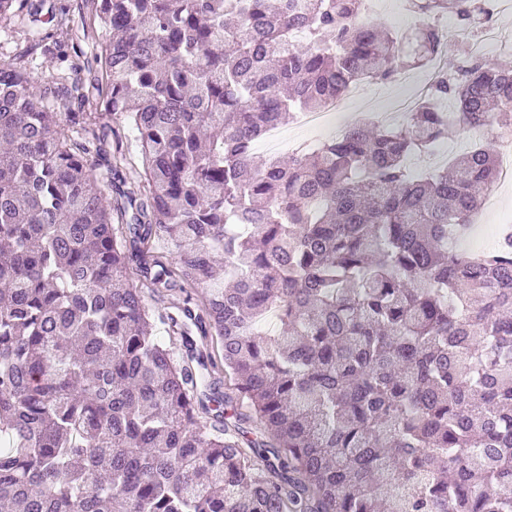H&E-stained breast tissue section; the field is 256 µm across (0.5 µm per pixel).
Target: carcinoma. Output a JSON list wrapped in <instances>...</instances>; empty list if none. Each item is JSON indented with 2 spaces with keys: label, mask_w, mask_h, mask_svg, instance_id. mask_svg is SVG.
<instances>
[{
  "label": "carcinoma",
  "mask_w": 512,
  "mask_h": 512,
  "mask_svg": "<svg viewBox=\"0 0 512 512\" xmlns=\"http://www.w3.org/2000/svg\"><path fill=\"white\" fill-rule=\"evenodd\" d=\"M362 2L96 0L143 166L110 202L121 159L102 114L70 111L79 72L44 87L0 59L4 512H512V230L458 246L497 155L407 173L448 101L462 128L511 127L512 70L469 54L398 125L254 160L297 112L432 63L448 13L486 14L410 0L428 22L403 36L355 21ZM41 11L0 0L50 52ZM146 291L184 298L160 316Z\"/></svg>",
  "instance_id": "carcinoma-1"
}]
</instances>
